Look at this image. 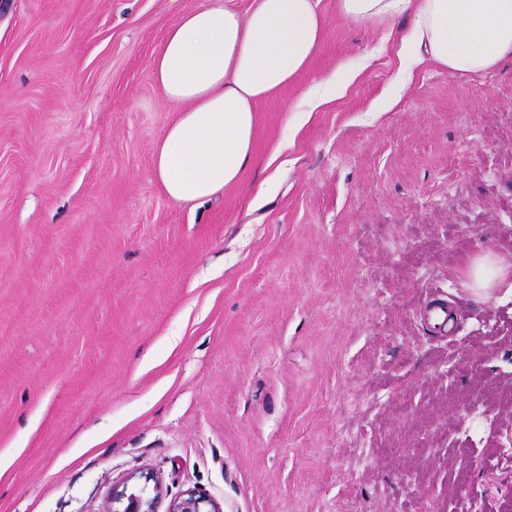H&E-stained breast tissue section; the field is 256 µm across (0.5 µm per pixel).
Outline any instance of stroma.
<instances>
[{
    "label": "stroma",
    "mask_w": 512,
    "mask_h": 512,
    "mask_svg": "<svg viewBox=\"0 0 512 512\" xmlns=\"http://www.w3.org/2000/svg\"><path fill=\"white\" fill-rule=\"evenodd\" d=\"M212 2L0 0V512L148 475L158 512H512V296L468 276L512 262V58L461 75L318 0L254 163L183 204L151 62ZM471 271L473 290L489 296L499 285L510 279L512 264L505 263L496 253L488 252L473 262ZM205 506L209 509L203 510ZM167 512H220L217 505L195 491H187L182 497L171 501Z\"/></svg>",
    "instance_id": "35a3bbf8"
}]
</instances>
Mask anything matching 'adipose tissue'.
Listing matches in <instances>:
<instances>
[{"mask_svg": "<svg viewBox=\"0 0 512 512\" xmlns=\"http://www.w3.org/2000/svg\"><path fill=\"white\" fill-rule=\"evenodd\" d=\"M342 15L372 23L409 15L404 44L457 73L482 74L512 56V0H339ZM323 33L314 0H253L247 15L214 4L182 14L152 60L177 105L153 164L167 196L200 203L236 182L253 160L254 112L307 65ZM476 293L512 279L489 252L472 264Z\"/></svg>", "mask_w": 512, "mask_h": 512, "instance_id": "obj_1", "label": "adipose tissue"}]
</instances>
